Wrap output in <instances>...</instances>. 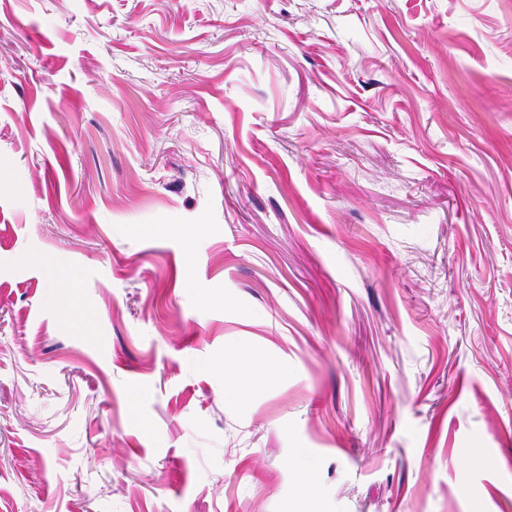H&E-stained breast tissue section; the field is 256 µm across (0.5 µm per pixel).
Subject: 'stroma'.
I'll return each instance as SVG.
<instances>
[{
    "instance_id": "1",
    "label": "stroma",
    "mask_w": 512,
    "mask_h": 512,
    "mask_svg": "<svg viewBox=\"0 0 512 512\" xmlns=\"http://www.w3.org/2000/svg\"><path fill=\"white\" fill-rule=\"evenodd\" d=\"M0 512H512V0H0Z\"/></svg>"
}]
</instances>
